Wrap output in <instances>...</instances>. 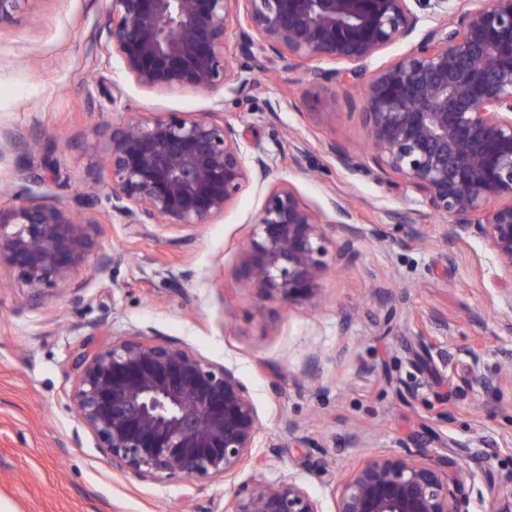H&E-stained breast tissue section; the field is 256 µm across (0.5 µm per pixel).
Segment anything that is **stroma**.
Segmentation results:
<instances>
[{"label": "stroma", "instance_id": "35a3bbf8", "mask_svg": "<svg viewBox=\"0 0 512 512\" xmlns=\"http://www.w3.org/2000/svg\"><path fill=\"white\" fill-rule=\"evenodd\" d=\"M101 0H31L0 27V129L35 139L34 153L0 162V208L18 202L15 168L53 166L54 194L78 200L103 178L101 131L137 114L223 111L246 133L248 148L286 150L303 142L299 163L285 162L247 185L214 224L187 232L121 223L100 199L91 228L98 252H124L109 279L92 261L67 286L45 284L33 301L18 271L0 268V512H221L234 490L258 475L293 478L334 512L333 487L363 454H423L460 485L461 512H482L476 490L512 477V382L484 392L480 376L504 366L512 349L506 281L484 241L449 260L439 218L419 243L394 229L392 213L412 192L378 178L366 162L358 98L312 83L304 69H276L259 85L208 94L159 93L127 80L118 60L95 59L105 40ZM364 158L351 172L329 144ZM294 187L332 221L333 201L352 203L362 231L354 255L330 251L317 308L286 307L247 285L242 249L269 190ZM175 281H165V273ZM152 327L207 361L236 369L262 419L257 455L229 481L142 482L113 468L65 409L76 374L74 347L130 327ZM319 371H306L312 354ZM283 396H276L273 384ZM362 436L364 448L354 445Z\"/></svg>", "mask_w": 512, "mask_h": 512}]
</instances>
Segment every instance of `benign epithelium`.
<instances>
[{"label":"benign epithelium","instance_id":"obj_1","mask_svg":"<svg viewBox=\"0 0 512 512\" xmlns=\"http://www.w3.org/2000/svg\"><path fill=\"white\" fill-rule=\"evenodd\" d=\"M31 0H0V25ZM106 41L141 88L213 93L251 82L255 52L285 69L305 66L316 84L359 95L369 158L379 177L400 182L426 212L392 219L419 237L427 216L446 220L450 244L482 239L512 280V0H104ZM435 20L409 51L368 71L371 61L417 28V10ZM236 34L230 43V34ZM342 63V68H327ZM112 212L145 231L204 229L224 215L246 184L265 180L280 160L248 155L243 135L218 112L125 121L100 134ZM20 150L0 130V161ZM347 170L361 162L336 145ZM19 205L0 210V267L19 269L32 297L67 282L95 249L100 189L78 207L45 192L53 173L18 169ZM338 254L355 251L361 232L333 202ZM333 240L326 223L286 185L259 209L242 263L248 283L287 307L317 306ZM117 254H99L93 274L110 275ZM151 329L73 352L77 377L68 408L112 465L142 481L227 480L252 455L262 429L248 387L235 369L209 362L184 344L152 342ZM436 463L411 454L366 456L341 479L335 512H460L458 486ZM487 512H512V482L478 491ZM224 512H321L300 483L259 479L239 486Z\"/></svg>","mask_w":512,"mask_h":512}]
</instances>
